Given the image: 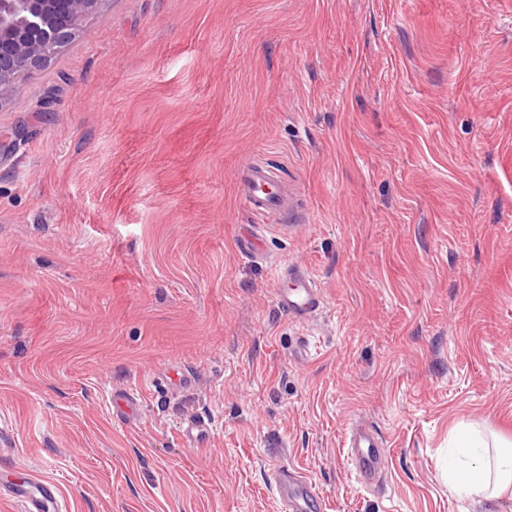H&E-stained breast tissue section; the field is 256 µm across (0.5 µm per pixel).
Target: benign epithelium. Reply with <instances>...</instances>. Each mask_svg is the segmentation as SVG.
<instances>
[{
    "mask_svg": "<svg viewBox=\"0 0 512 512\" xmlns=\"http://www.w3.org/2000/svg\"><path fill=\"white\" fill-rule=\"evenodd\" d=\"M102 0H0V100L43 65Z\"/></svg>",
    "mask_w": 512,
    "mask_h": 512,
    "instance_id": "benign-epithelium-1",
    "label": "benign epithelium"
}]
</instances>
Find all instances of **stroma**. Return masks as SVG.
I'll list each match as a JSON object with an SVG mask.
<instances>
[{
    "label": "stroma",
    "mask_w": 512,
    "mask_h": 512,
    "mask_svg": "<svg viewBox=\"0 0 512 512\" xmlns=\"http://www.w3.org/2000/svg\"><path fill=\"white\" fill-rule=\"evenodd\" d=\"M462 424L512 440V0H103L0 101V471L62 512H284L282 465L318 512H512L449 491ZM274 184L266 169L252 166L240 187L241 197L253 210L266 213L279 212L285 205V198ZM264 187L268 190L265 191ZM275 295L279 308L293 317L308 316L320 307V292L311 276L298 267L276 269ZM349 448L358 477L370 484H379L383 453V444L379 438L368 429L356 428L351 431ZM274 481L281 499L290 512H308L319 506V494L315 486L306 477L288 467H279L275 471Z\"/></svg>",
    "instance_id": "stroma-1"
}]
</instances>
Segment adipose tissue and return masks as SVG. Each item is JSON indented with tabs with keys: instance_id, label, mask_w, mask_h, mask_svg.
Masks as SVG:
<instances>
[{
	"instance_id": "adipose-tissue-1",
	"label": "adipose tissue",
	"mask_w": 512,
	"mask_h": 512,
	"mask_svg": "<svg viewBox=\"0 0 512 512\" xmlns=\"http://www.w3.org/2000/svg\"><path fill=\"white\" fill-rule=\"evenodd\" d=\"M459 458L448 472V487L477 502L499 498L512 489V445L489 444L473 428L456 433Z\"/></svg>"
}]
</instances>
